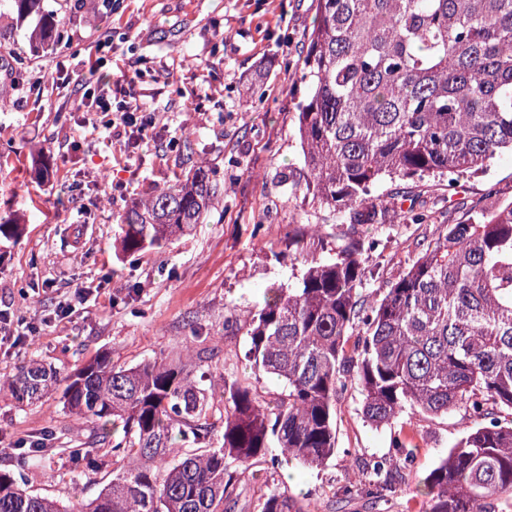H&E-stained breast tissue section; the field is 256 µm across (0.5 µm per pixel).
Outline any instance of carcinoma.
Returning a JSON list of instances; mask_svg holds the SVG:
<instances>
[{
	"label": "carcinoma",
	"mask_w": 512,
	"mask_h": 512,
	"mask_svg": "<svg viewBox=\"0 0 512 512\" xmlns=\"http://www.w3.org/2000/svg\"><path fill=\"white\" fill-rule=\"evenodd\" d=\"M316 21L297 82V135L304 182L295 189L349 219L422 224L428 210L404 213L373 195L385 180L420 182L483 172L512 153V0H315ZM36 21L35 58L67 43L44 0H0V16ZM215 171L194 165L120 215L118 252L159 251L190 234L214 208ZM25 225L0 217V240ZM378 241L354 239L332 259L307 264L293 288L272 287L246 327L250 370L288 386L270 403L224 384L222 430L210 423L212 393L186 342L185 359L163 355L135 365L102 352L65 370L23 360L0 380V396L30 406L61 391L69 415L93 424L117 467L86 503L72 508L30 490L0 469V512H224L259 459L288 456L321 467L336 455V401L361 389L372 426L403 414L476 415L422 479L428 512L512 508V199L444 225L382 299L360 293ZM345 496L386 490L391 460L367 464ZM261 512H301L273 491Z\"/></svg>",
	"instance_id": "1"
}]
</instances>
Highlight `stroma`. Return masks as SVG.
Listing matches in <instances>:
<instances>
[{"mask_svg": "<svg viewBox=\"0 0 512 512\" xmlns=\"http://www.w3.org/2000/svg\"><path fill=\"white\" fill-rule=\"evenodd\" d=\"M315 6V0H114L111 17L93 23L64 0H46L67 31L71 53L64 68L52 55L30 59L22 29L0 47V66L25 70L42 91L40 100L0 108V216L20 215L26 225L19 241L0 244V373L28 358L73 369L103 351L133 365L182 352L195 332L203 338L196 351L210 353L201 369L213 384L215 410L224 407L228 382L275 401L286 386L247 366L244 320L268 288L301 277L296 250L320 262L351 239H379L376 273L361 288L374 303L444 225L469 219L473 205L486 203L489 185L500 198L512 197L507 152L486 171L461 175L453 195L434 179L387 180L377 188L386 201L425 202L431 218L423 224H340L328 209L294 193L304 169L289 92ZM108 27L128 40L90 73L81 52ZM94 79L106 88L118 81L132 87L138 102L168 124L169 142L131 155L107 137L111 113L73 111ZM184 141L191 147L187 157L176 150ZM36 146L51 153V181L35 175ZM201 159L224 186L203 224L162 251L117 257L119 216L130 201ZM77 225L86 235L74 233ZM78 288L91 289L93 299L57 319L58 302ZM22 319L40 330L19 341L14 331ZM470 425L457 410L436 419L406 415L375 428L362 416L360 390L348 387L336 403L335 457L320 468L254 464L238 484L233 512H258L274 490L288 492L302 512H427L417 480ZM47 430L53 440L39 467L20 469L29 489L70 506L94 497L112 477L110 449L93 443L88 424L69 416L56 394L24 407L0 398V468H16L17 444ZM401 432L413 437L412 457L394 492L342 497L364 463L392 454ZM83 443L91 446L94 466L68 460L70 448Z\"/></svg>", "mask_w": 512, "mask_h": 512, "instance_id": "stroma-1", "label": "stroma"}]
</instances>
